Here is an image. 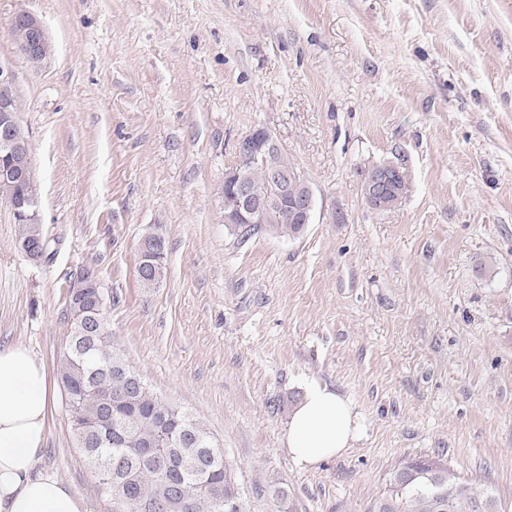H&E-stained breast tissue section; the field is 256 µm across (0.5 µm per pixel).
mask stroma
Returning <instances> with one entry per match:
<instances>
[{"label": "stroma", "instance_id": "obj_1", "mask_svg": "<svg viewBox=\"0 0 512 512\" xmlns=\"http://www.w3.org/2000/svg\"><path fill=\"white\" fill-rule=\"evenodd\" d=\"M54 53L14 60L48 257L0 201V347L55 382L38 473L112 512L72 433L59 360L69 289L96 269L112 333L164 400L201 420L250 512H368L405 457L512 499V0H0ZM267 128L309 184L296 237L224 222L238 140ZM401 166L371 209L367 169ZM161 235L166 274L137 280ZM362 438L299 468L284 450L310 381ZM369 177L368 194L365 191L364 196L367 203L374 210H380L386 205L387 198L393 194L388 204L381 211H389L400 206L408 192V185H403L408 180L403 168L389 162L380 163L372 166L366 173ZM399 186L397 184L399 183ZM396 186L398 192H396Z\"/></svg>", "mask_w": 512, "mask_h": 512}]
</instances>
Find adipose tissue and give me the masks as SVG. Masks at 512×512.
<instances>
[{
  "mask_svg": "<svg viewBox=\"0 0 512 512\" xmlns=\"http://www.w3.org/2000/svg\"><path fill=\"white\" fill-rule=\"evenodd\" d=\"M54 400L45 366L27 346L0 347V512H87L59 479L35 472ZM360 439L352 402L313 383L292 411L285 446L307 469L345 454Z\"/></svg>",
  "mask_w": 512,
  "mask_h": 512,
  "instance_id": "obj_1",
  "label": "adipose tissue"
}]
</instances>
